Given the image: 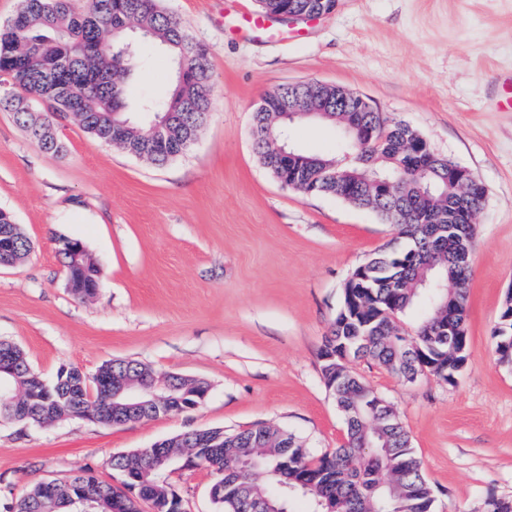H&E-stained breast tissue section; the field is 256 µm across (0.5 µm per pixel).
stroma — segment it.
<instances>
[{
	"label": "stroma",
	"mask_w": 512,
	"mask_h": 512,
	"mask_svg": "<svg viewBox=\"0 0 512 512\" xmlns=\"http://www.w3.org/2000/svg\"><path fill=\"white\" fill-rule=\"evenodd\" d=\"M209 52L207 125L157 167L66 123L62 153L42 150L0 112V209L33 250L0 267V339L52 380L64 363L94 373L113 359L209 385L181 415L106 427L88 419L0 423V500L92 466L117 483L113 455L190 429L256 424L299 436L313 454L340 446L345 424L320 374L319 349L355 268L388 249L395 229L369 210L286 189L262 166L252 117L260 98L317 81L369 99L469 168L487 194L476 216L467 361L454 382H407L364 359L352 368L396 410L434 489L435 512H481L512 498V368L492 331L512 291V0H339L308 23L243 29L224 0H162ZM135 93L168 90L170 57L145 43ZM288 143L340 156L337 128L299 123ZM81 241L103 271L78 300L59 251ZM213 474L171 482L187 512H216Z\"/></svg>",
	"instance_id": "1"
}]
</instances>
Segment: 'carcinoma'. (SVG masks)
<instances>
[{
  "label": "carcinoma",
  "instance_id": "cac0c4a2",
  "mask_svg": "<svg viewBox=\"0 0 512 512\" xmlns=\"http://www.w3.org/2000/svg\"><path fill=\"white\" fill-rule=\"evenodd\" d=\"M74 0H21L23 23L0 28V111L50 152L63 150L54 113H71L70 120L102 142L111 130L121 131L119 146L127 154L155 166L166 165L187 151L186 141L206 125L213 109L208 95L211 70L207 49L193 42L182 22L158 0H88L78 10ZM312 0H264L261 8L282 14ZM143 28L148 39L170 54L176 77L164 100L129 103L113 93V70L119 79L132 75L123 62L128 26ZM294 85L264 95L265 112H253V146L261 164L286 184L297 173L312 194L347 199L372 210L384 224L396 227L404 244L377 253L366 262L365 288L343 289V300L320 350L321 377L345 423L344 443L319 457L309 454L293 433L270 426H253L233 433L219 428L196 429L186 443L176 437L162 442L164 451L145 448L112 456V469L124 475L153 469L150 482L126 487L119 512H178L170 491V472L185 462L205 467L215 476L210 488L217 512H291L290 500H309L311 512H433L432 489L410 435L390 404L352 368L331 354L367 359L407 381L433 376L454 380L469 347L467 326L470 267L457 263L471 253L475 225L464 216L480 210L484 197L462 182L445 183L446 156L438 154L429 171L416 176L413 159L404 153L409 125L380 122L377 112L358 113L359 129L343 139L345 149L373 161L372 169L392 185L369 189L353 178H324L336 167L334 158L295 152L298 165L283 164L282 140L288 136V116L279 111ZM168 119L175 129L172 143L158 148L150 139L151 123L137 124L128 108ZM13 248L0 255V266L23 262L30 239L12 214L0 210V241ZM66 276L84 283L98 279L100 269L91 254L74 260L61 251ZM419 318L405 327L413 310ZM497 337L498 362L512 366V292L504 301ZM10 355L8 372L13 392L0 393V422L44 424L88 418L112 424L107 402L112 383L148 367L135 360H112L93 376L72 365H61L53 380H43L15 343L0 340ZM200 390L172 393L173 414L195 408ZM116 494L100 481L92 467L57 480L50 491L37 482L20 497L3 504L4 512H78L75 499L95 505L91 512H113Z\"/></svg>",
  "mask_w": 512,
  "mask_h": 512
}]
</instances>
